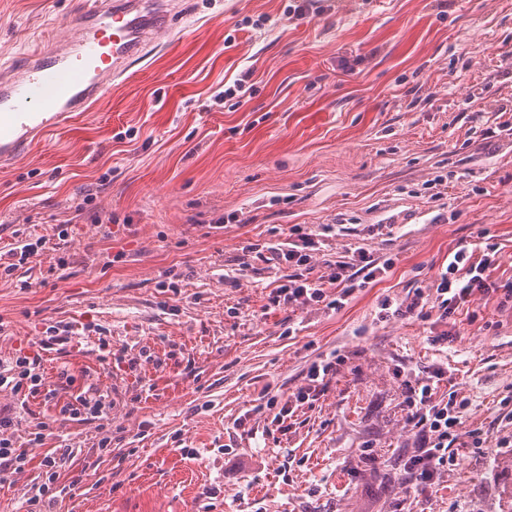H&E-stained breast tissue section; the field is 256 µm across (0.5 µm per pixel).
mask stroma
Here are the masks:
<instances>
[{
	"instance_id": "35a3bbf8",
	"label": "stroma",
	"mask_w": 512,
	"mask_h": 512,
	"mask_svg": "<svg viewBox=\"0 0 512 512\" xmlns=\"http://www.w3.org/2000/svg\"><path fill=\"white\" fill-rule=\"evenodd\" d=\"M184 3L107 99L0 168V252L17 231L47 239L0 278V359L69 330L47 387L67 363L113 402L111 453L63 464L57 512H512V308L376 318L482 230L491 280L512 281V138L485 136L512 119V0H319L301 17L290 0ZM90 5L0 0V71L70 39ZM246 71L250 90L223 98ZM295 224L331 225L319 260L361 247L395 264L341 310L270 306L289 269L265 245ZM331 353L324 394L276 430L267 398ZM443 365L440 396L469 399L485 443L411 490L401 388ZM0 405L21 445L53 413L7 390Z\"/></svg>"
}]
</instances>
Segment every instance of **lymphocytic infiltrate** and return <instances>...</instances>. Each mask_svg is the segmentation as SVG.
Listing matches in <instances>:
<instances>
[{"label": "lymphocytic infiltrate", "mask_w": 512, "mask_h": 512, "mask_svg": "<svg viewBox=\"0 0 512 512\" xmlns=\"http://www.w3.org/2000/svg\"><path fill=\"white\" fill-rule=\"evenodd\" d=\"M319 244L318 234L295 226L280 232L271 254L276 263L294 267L295 272L289 275L286 284L274 289L270 296L271 304L297 309L323 304L338 310L357 291L394 264L393 259L380 261L360 248L347 259L322 263L317 258ZM495 252L491 245L480 255L468 247L459 248L449 258L432 293L419 291L397 301L384 298L380 303V319L393 316L426 319L435 312L441 320L447 321L474 297L497 292L502 293L504 302L512 303V284L497 285L488 275V269L495 261ZM63 342V337L50 327L45 336L32 343L30 350L0 362V390L10 391L16 396L43 395L45 401L54 403L58 416L73 421L92 423L107 420L113 403L97 387L83 383V370L64 366L57 374L58 388L46 387L41 372L43 354ZM342 362L338 355L312 362L307 370L305 386L291 394L269 398V405L279 408L274 418L276 425L284 426L296 409L316 400ZM444 374V369H436L427 378L404 383L401 390L408 424L420 440L416 454L405 465L407 482L411 485L430 483L441 468L455 465V445L463 442L467 447L479 449L484 443L479 430L465 427L468 400L453 395L440 398L438 385ZM62 389L70 393L69 400L63 403L57 400ZM16 423L17 417L11 406L0 405V485L12 484L16 475L29 467H36L41 482L34 494L26 499L25 512H55L63 493L59 483L60 468L66 460L75 458L76 451L63 442L58 447L45 448V441L54 439L55 434L49 422L40 421L30 432L29 443L30 446L42 447L43 452L40 456H32L28 448L18 447L13 439Z\"/></svg>", "instance_id": "1"}]
</instances>
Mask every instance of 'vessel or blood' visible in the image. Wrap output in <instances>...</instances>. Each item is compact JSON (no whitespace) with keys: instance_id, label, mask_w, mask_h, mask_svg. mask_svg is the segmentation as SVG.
<instances>
[{"instance_id":"1","label":"vessel or blood","mask_w":512,"mask_h":512,"mask_svg":"<svg viewBox=\"0 0 512 512\" xmlns=\"http://www.w3.org/2000/svg\"><path fill=\"white\" fill-rule=\"evenodd\" d=\"M178 21L171 0H98L71 42L25 54L0 75V164L99 103L107 80L124 75L155 33Z\"/></svg>"}]
</instances>
